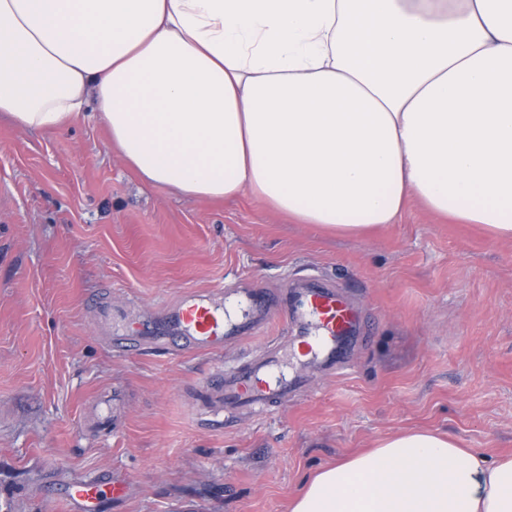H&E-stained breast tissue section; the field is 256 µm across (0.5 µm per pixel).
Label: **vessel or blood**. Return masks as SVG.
<instances>
[{
  "label": "vessel or blood",
  "mask_w": 512,
  "mask_h": 512,
  "mask_svg": "<svg viewBox=\"0 0 512 512\" xmlns=\"http://www.w3.org/2000/svg\"><path fill=\"white\" fill-rule=\"evenodd\" d=\"M282 307L291 313L300 312L311 335L291 340L280 337L278 346L225 370L211 388L216 413L279 407L289 395L306 386L303 375L290 377L281 370L280 349L295 344L303 367L332 370L336 367L337 345L348 340L359 325V317L346 296L321 284L293 290ZM278 310L262 288L227 306L214 302L208 293L192 291L167 305L162 314L139 317L137 322L117 330L112 343L123 353L148 346L176 352H215L276 322ZM125 494L124 483L83 479L71 482L65 497L77 505L78 512H99L104 500H119Z\"/></svg>",
  "instance_id": "vessel-or-blood-1"
}]
</instances>
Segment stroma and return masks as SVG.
Returning <instances> with one entry per match:
<instances>
[{
    "instance_id": "obj_1",
    "label": "stroma",
    "mask_w": 512,
    "mask_h": 512,
    "mask_svg": "<svg viewBox=\"0 0 512 512\" xmlns=\"http://www.w3.org/2000/svg\"><path fill=\"white\" fill-rule=\"evenodd\" d=\"M367 324L347 367L269 414L208 421L207 387L277 336L219 352L120 354L114 314L188 291L309 279ZM411 430L512 455V239L410 201L361 236L298 224L251 192L144 184L84 113L60 130L0 118V512H76V478L121 480L101 512H288L313 472Z\"/></svg>"
}]
</instances>
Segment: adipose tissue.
<instances>
[{
    "instance_id": "1",
    "label": "adipose tissue",
    "mask_w": 512,
    "mask_h": 512,
    "mask_svg": "<svg viewBox=\"0 0 512 512\" xmlns=\"http://www.w3.org/2000/svg\"><path fill=\"white\" fill-rule=\"evenodd\" d=\"M90 102L151 185L344 234L414 199L512 239V0H0V113ZM291 512H512V457L405 433Z\"/></svg>"
}]
</instances>
